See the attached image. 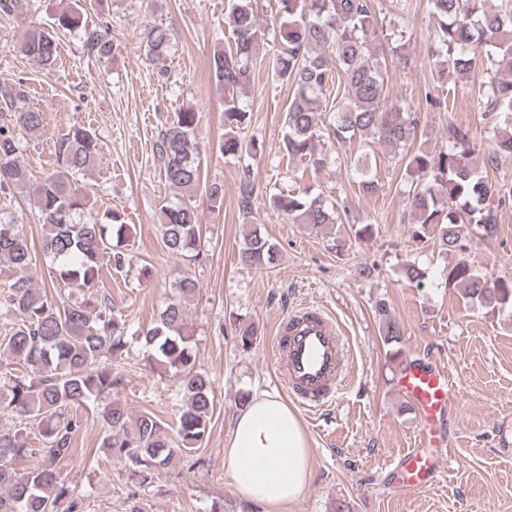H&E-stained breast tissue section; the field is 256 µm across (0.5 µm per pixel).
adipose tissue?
Listing matches in <instances>:
<instances>
[{"instance_id": "1", "label": "adipose tissue", "mask_w": 512, "mask_h": 512, "mask_svg": "<svg viewBox=\"0 0 512 512\" xmlns=\"http://www.w3.org/2000/svg\"><path fill=\"white\" fill-rule=\"evenodd\" d=\"M224 466L247 499L278 508L299 499L311 475V450L296 413L279 397L252 396L234 416Z\"/></svg>"}]
</instances>
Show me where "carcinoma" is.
<instances>
[{
  "instance_id": "obj_1",
  "label": "carcinoma",
  "mask_w": 512,
  "mask_h": 512,
  "mask_svg": "<svg viewBox=\"0 0 512 512\" xmlns=\"http://www.w3.org/2000/svg\"><path fill=\"white\" fill-rule=\"evenodd\" d=\"M435 19L429 35V56L439 68L442 85L432 104L447 106L459 80L469 77L480 61L489 64V76L478 88L494 119L489 161L512 158V0L498 9L486 0H428ZM81 0H73L55 18L58 29L80 33L88 55L108 61L115 54L110 28L89 29ZM282 41L274 45L268 64L272 81L289 84L293 95L286 106V127L279 153L292 165L318 170L327 163V148L360 138L408 150L417 137L413 113L389 102L383 65L391 50V34L378 31L373 0H278ZM231 45L217 49L210 71L222 92L224 134L218 144L226 157L253 158L263 145L246 139L251 112L242 102L253 64L267 45V33L257 19L252 0H230L224 18ZM147 53L163 63L172 51L171 36L161 25L146 33ZM15 49L44 66L54 64L58 44L55 31L29 22ZM336 86L332 101L323 91ZM10 119L0 124V191L17 188L32 197L43 226L44 255L56 263L52 278L83 294L80 301L55 298L27 275L31 253L14 219L0 217V275L9 279L4 296L17 314L0 340V410L15 413L13 430H0V512H90V503L77 495L61 477L59 464L73 451L75 435L84 424L82 411L92 405L108 434L102 448L124 463L135 484L136 497L149 491L157 474L201 446L214 410L210 378L196 366L194 336L186 310L198 284L186 269L172 282L174 296L150 328L139 333L157 371L172 372L181 380L184 402L174 425L145 412L137 417L112 399L118 383L112 360L127 348L125 321L112 309L93 300L102 279V260L117 270L125 266L120 244L129 235L121 215L105 220L88 217L90 192L79 184L99 156L98 139L91 130L74 126L59 144L61 166L37 182L17 160V133L30 135L44 129V116L24 104L23 83L0 88ZM198 113L179 112L154 144L165 182L178 190L176 200L160 207L162 241L168 252L191 262L200 255L201 229L197 190L201 159L195 141ZM467 135L456 133L453 142L434 151L423 147L410 155L405 173L417 181L409 205L415 216L408 237L416 245L434 240L446 252L466 251L462 228L474 227L484 236L496 231L491 201L512 200V188L488 182L475 164ZM240 210L249 213L255 191L250 166L241 169ZM208 209L220 210L224 186L205 190ZM268 207L292 224H306L323 232L336 224L350 225L338 249L368 237L372 225L352 223L347 212L326 205L321 194L276 189ZM277 245L255 226L245 236L242 263L262 270L275 268ZM460 296L500 313L512 314V277L476 272L464 258L443 273ZM376 313L385 341L401 336L399 323L388 304L379 301ZM35 460L18 471L15 465Z\"/></svg>"
}]
</instances>
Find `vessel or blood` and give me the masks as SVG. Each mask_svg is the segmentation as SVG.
Returning a JSON list of instances; mask_svg holds the SVG:
<instances>
[{"instance_id": "1", "label": "vessel or blood", "mask_w": 512, "mask_h": 512, "mask_svg": "<svg viewBox=\"0 0 512 512\" xmlns=\"http://www.w3.org/2000/svg\"><path fill=\"white\" fill-rule=\"evenodd\" d=\"M274 370L288 397L313 414L335 403L348 375L346 338L325 307L302 305L278 320L273 336ZM413 407L420 445L394 460L389 474L406 493L432 485L448 460L447 425L460 392L447 367L413 358L402 362L392 381Z\"/></svg>"}]
</instances>
